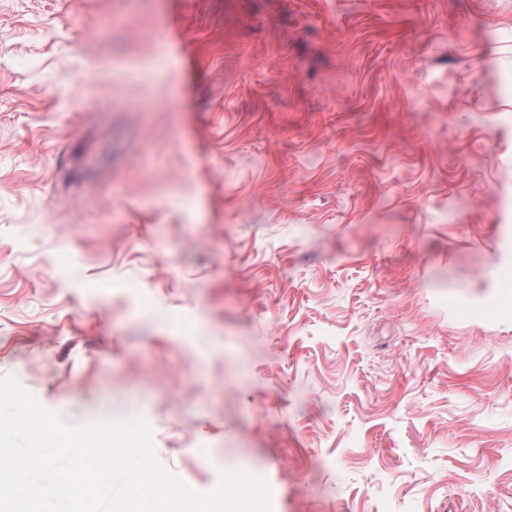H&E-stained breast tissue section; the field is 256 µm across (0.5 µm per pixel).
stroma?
<instances>
[{
	"instance_id": "1",
	"label": "stroma",
	"mask_w": 512,
	"mask_h": 512,
	"mask_svg": "<svg viewBox=\"0 0 512 512\" xmlns=\"http://www.w3.org/2000/svg\"><path fill=\"white\" fill-rule=\"evenodd\" d=\"M512 0H0V381L270 512H512Z\"/></svg>"
}]
</instances>
